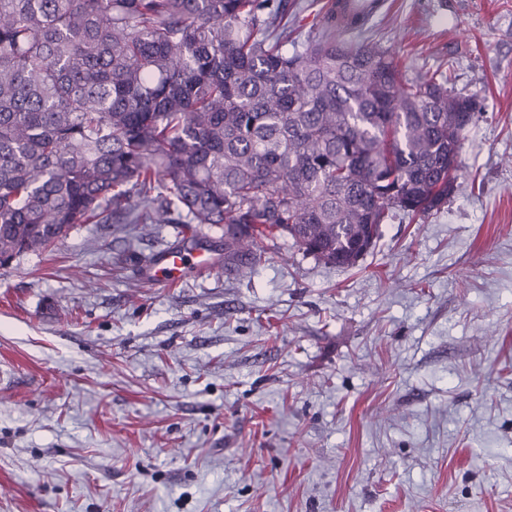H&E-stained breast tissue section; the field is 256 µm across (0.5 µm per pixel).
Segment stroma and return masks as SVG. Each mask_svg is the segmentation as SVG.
I'll list each match as a JSON object with an SVG mask.
<instances>
[{"label":"stroma","instance_id":"obj_1","mask_svg":"<svg viewBox=\"0 0 512 512\" xmlns=\"http://www.w3.org/2000/svg\"><path fill=\"white\" fill-rule=\"evenodd\" d=\"M349 40L478 100L460 187L357 266L142 267L76 225L0 269V512H512V0H384Z\"/></svg>","mask_w":512,"mask_h":512}]
</instances>
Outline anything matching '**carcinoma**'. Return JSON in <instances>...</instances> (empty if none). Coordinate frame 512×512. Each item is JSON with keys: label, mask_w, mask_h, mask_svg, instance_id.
I'll use <instances>...</instances> for the list:
<instances>
[{"label": "carcinoma", "mask_w": 512, "mask_h": 512, "mask_svg": "<svg viewBox=\"0 0 512 512\" xmlns=\"http://www.w3.org/2000/svg\"><path fill=\"white\" fill-rule=\"evenodd\" d=\"M288 0H0V266L77 224H210L338 268L458 188L472 96ZM456 167L448 170V159ZM299 4L294 8L296 12V30L291 34L288 41V50H292V42H295L299 49L305 44L307 37L318 28L325 10V3L328 0H291Z\"/></svg>", "instance_id": "cac0c4a2"}]
</instances>
